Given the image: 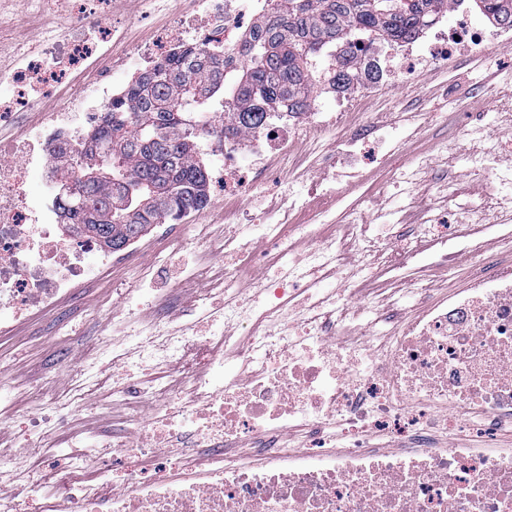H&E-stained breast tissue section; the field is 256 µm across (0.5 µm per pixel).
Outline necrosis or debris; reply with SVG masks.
Returning <instances> with one entry per match:
<instances>
[{"instance_id": "4bbe7bcc", "label": "necrosis or debris", "mask_w": 512, "mask_h": 512, "mask_svg": "<svg viewBox=\"0 0 512 512\" xmlns=\"http://www.w3.org/2000/svg\"><path fill=\"white\" fill-rule=\"evenodd\" d=\"M118 0H25L67 22L65 39H39L20 65L0 69V118L18 129L0 140V334L21 311L36 314L80 283L127 260L93 240L61 236L44 192L24 188L28 166L52 176L59 150L81 148L82 126L98 127L123 98L137 61L155 68L185 47L224 48L235 66L242 36L268 15L270 0H196V12L158 31L134 52L119 50L120 28L107 19ZM481 45L466 17L439 29L430 57L444 61L463 42ZM81 74L57 112L42 101L65 77ZM358 88L314 101L306 116L238 141L212 140L209 179L237 198L270 175L269 151L289 156L317 131L337 126ZM234 233L211 240L224 267H186L182 289L209 321L179 331L156 314L136 323L133 291L118 289L108 324L125 331L110 344L123 377L94 366L66 374L43 398L58 416L104 410L103 389L124 409L123 435L50 448L48 431L21 447L0 443V512H19L22 490L40 494L38 512H512V448L492 446L512 429V265L477 274L471 284L392 333L338 331L364 303L329 307L327 280L350 270L364 251L384 252L365 227L352 239L322 242L314 224L287 211L236 210ZM270 277L246 278L256 266ZM304 299L291 321L289 302ZM175 367L171 380L146 385L133 369ZM306 446L294 451V435ZM89 469L91 480L77 482Z\"/></svg>"}]
</instances>
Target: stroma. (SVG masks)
<instances>
[{
	"instance_id": "1",
	"label": "stroma",
	"mask_w": 512,
	"mask_h": 512,
	"mask_svg": "<svg viewBox=\"0 0 512 512\" xmlns=\"http://www.w3.org/2000/svg\"><path fill=\"white\" fill-rule=\"evenodd\" d=\"M191 13L192 0H168L152 11L144 0H122L118 16L129 24L127 43L132 46L171 19ZM409 48L426 50L421 42L384 45V76L365 90L363 111L349 122L351 131L365 135L370 151L389 154L388 169H376L364 155L348 152L333 130L301 146L297 155L306 160L304 168L292 169L277 157L271 160L282 188L295 193L314 184L341 189L334 224H367L375 232L386 224H451L447 244L433 251L428 263L387 273L384 260H371L373 269L384 272L382 317L366 314L358 324L378 333L419 312L422 304L410 294L414 283L430 279L433 299L450 296L466 287L487 262L499 259L502 239L512 238V190L501 181L512 173V48L494 41L482 55L465 54L405 82L393 72ZM451 84L467 91L469 112L449 121L445 97ZM375 112L404 131L398 147L382 142L381 131L370 122ZM133 246L129 262L105 270L69 298L20 320L0 337V386L19 392L14 406L0 416V427L8 429L10 440H26L33 402L57 388L69 368L92 364L111 374V358L99 357L98 349L115 303L113 285L143 287L145 303L164 308L174 301L181 314L190 313L193 297L176 284L188 262L203 254L204 244L192 241L175 250L151 227ZM154 263L161 267L155 283H138L140 270Z\"/></svg>"
}]
</instances>
